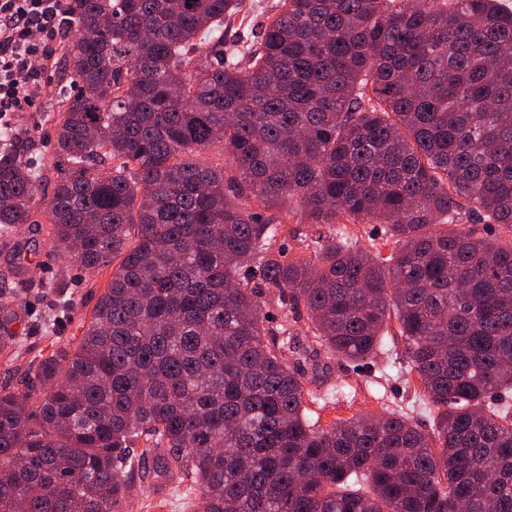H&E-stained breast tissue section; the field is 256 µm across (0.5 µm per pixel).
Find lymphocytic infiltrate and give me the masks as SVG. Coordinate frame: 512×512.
Wrapping results in <instances>:
<instances>
[{
    "instance_id": "obj_1",
    "label": "lymphocytic infiltrate",
    "mask_w": 512,
    "mask_h": 512,
    "mask_svg": "<svg viewBox=\"0 0 512 512\" xmlns=\"http://www.w3.org/2000/svg\"><path fill=\"white\" fill-rule=\"evenodd\" d=\"M72 27L67 0H0V128L40 97L48 64Z\"/></svg>"
}]
</instances>
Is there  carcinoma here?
Here are the masks:
<instances>
[{
	"instance_id": "obj_1",
	"label": "carcinoma",
	"mask_w": 512,
	"mask_h": 512,
	"mask_svg": "<svg viewBox=\"0 0 512 512\" xmlns=\"http://www.w3.org/2000/svg\"><path fill=\"white\" fill-rule=\"evenodd\" d=\"M244 6L70 0L52 195L4 134L0 230L38 207L62 255L117 266L80 341L40 355L46 389L0 390V512H122L149 457L202 512H512V244L461 226L512 229V6L280 0L226 52ZM214 144L233 176L194 159ZM286 197L383 224L391 254L341 232L284 261ZM254 272L331 356L373 357L396 318L433 432L312 425Z\"/></svg>"
}]
</instances>
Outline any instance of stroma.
Masks as SVG:
<instances>
[{
	"mask_svg": "<svg viewBox=\"0 0 512 512\" xmlns=\"http://www.w3.org/2000/svg\"><path fill=\"white\" fill-rule=\"evenodd\" d=\"M278 0H246L243 12L224 27L225 47L239 40L256 41L265 19L274 15ZM69 81L59 65H52L45 78V93L30 112L17 113L13 128L21 132L33 167L44 170L48 179L43 195H51L53 183V112L57 93ZM280 216L285 217L276 245L284 260L296 262L312 256L319 236L331 235L328 226L300 221L295 199L283 200ZM32 224L17 234L13 252H0V321L20 323L18 352L0 350V388L24 392L38 388L33 363L53 344H73L89 324L93 307L111 280L112 268L104 265L86 271L67 261L54 249L50 226L44 213L35 212ZM261 299L274 323L287 324L299 347L311 350V362L301 369L302 383L309 392L306 403L310 418L328 428L352 417H376L395 411L429 430L433 415L416 371L404 356L405 343L397 325H389L384 347L377 356L352 363L341 357L315 352L307 318L286 321L276 293L263 290ZM199 502L181 498L173 491L156 493L134 479L125 512H198Z\"/></svg>",
	"mask_w": 512,
	"mask_h": 512,
	"instance_id": "35a3bbf8",
	"label": "stroma"
}]
</instances>
